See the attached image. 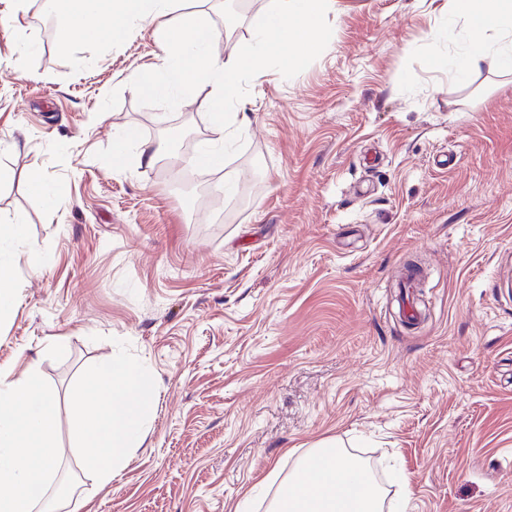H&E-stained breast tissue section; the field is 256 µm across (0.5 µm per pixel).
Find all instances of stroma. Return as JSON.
I'll return each instance as SVG.
<instances>
[{"label":"stroma","mask_w":512,"mask_h":512,"mask_svg":"<svg viewBox=\"0 0 512 512\" xmlns=\"http://www.w3.org/2000/svg\"><path fill=\"white\" fill-rule=\"evenodd\" d=\"M47 5L0 0V225L26 235L0 368L36 369L60 450L34 512H269L270 474L329 437L395 512H512V77L486 63L454 82L446 0H336L308 68L250 83L218 170L205 90L167 113L130 86L160 66L152 25L75 73ZM269 5L184 10L223 58ZM32 250L50 263L30 267ZM409 262L416 327L400 317ZM116 355L151 377L148 434L100 484L70 397Z\"/></svg>","instance_id":"1"}]
</instances>
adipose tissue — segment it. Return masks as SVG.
I'll list each match as a JSON object with an SVG mask.
<instances>
[{
  "label": "adipose tissue",
  "mask_w": 512,
  "mask_h": 512,
  "mask_svg": "<svg viewBox=\"0 0 512 512\" xmlns=\"http://www.w3.org/2000/svg\"><path fill=\"white\" fill-rule=\"evenodd\" d=\"M448 21L460 25L462 44L448 59V71L467 83L485 62L512 76V0H448ZM145 369L138 361L116 357L91 368L87 382L72 398L73 433L87 468L101 482L117 474L132 449L144 441L148 399ZM55 400L34 371L13 377L0 369V512H33L35 486L53 477L57 454L51 425ZM327 465L326 482H312L310 459L279 487L278 505L288 512H383L386 492L372 476L349 482L362 462L334 439L314 450Z\"/></svg>",
  "instance_id": "adipose-tissue-1"
}]
</instances>
